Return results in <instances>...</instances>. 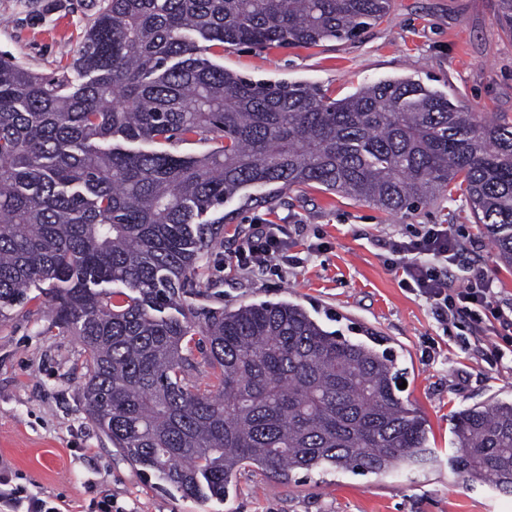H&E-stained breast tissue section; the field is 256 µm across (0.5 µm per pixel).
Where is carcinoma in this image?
Returning a JSON list of instances; mask_svg holds the SVG:
<instances>
[{
	"instance_id": "carcinoma-1",
	"label": "carcinoma",
	"mask_w": 512,
	"mask_h": 512,
	"mask_svg": "<svg viewBox=\"0 0 512 512\" xmlns=\"http://www.w3.org/2000/svg\"><path fill=\"white\" fill-rule=\"evenodd\" d=\"M70 65L0 54V319L48 284L87 354L85 410L133 464L185 497L226 498L244 465L385 475L423 463L398 356L262 301L199 314L190 276L224 200L317 184L393 214L459 191L512 266V122L477 121L410 79L331 99L212 62L238 46L352 38L390 0H105ZM210 143L199 154L176 146ZM128 289L114 304L112 285ZM216 389L190 387L193 330ZM454 473L512 494V402L455 418Z\"/></svg>"
}]
</instances>
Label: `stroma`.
Returning <instances> with one entry per match:
<instances>
[{
	"label": "stroma",
	"mask_w": 512,
	"mask_h": 512,
	"mask_svg": "<svg viewBox=\"0 0 512 512\" xmlns=\"http://www.w3.org/2000/svg\"><path fill=\"white\" fill-rule=\"evenodd\" d=\"M104 0H0V53L51 75L67 67ZM210 57L253 80L286 79L340 98L389 78H408L478 117L512 119V35L499 0H391L385 17L350 39L316 47L214 46ZM224 230L195 274L201 311L260 301L306 307L323 326L356 339L376 334L399 356L402 392L424 419L431 458L397 476L298 472L286 482L240 470L226 500L182 497L127 461L89 420L82 401L84 349L54 325L44 291L0 321V460L13 481L60 512H512V495L460 481L448 458L453 412L512 402L503 328L476 333L468 315L440 322L387 264L392 241L426 224L447 225L465 260L484 262L497 299L512 303V268L494 261L488 235L464 201L440 195L390 215L312 184L274 204H224ZM254 224H279L290 260L268 274L242 270L234 251Z\"/></svg>",
	"instance_id": "obj_1"
}]
</instances>
